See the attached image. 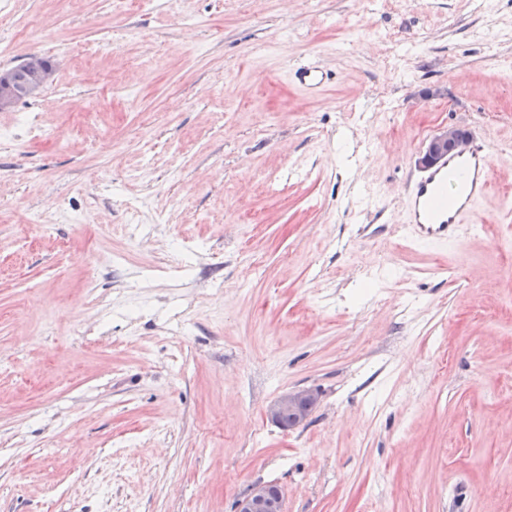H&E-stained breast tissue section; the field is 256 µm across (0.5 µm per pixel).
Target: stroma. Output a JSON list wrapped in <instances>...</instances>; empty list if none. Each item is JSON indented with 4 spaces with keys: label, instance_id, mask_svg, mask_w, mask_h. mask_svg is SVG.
Wrapping results in <instances>:
<instances>
[{
    "label": "stroma",
    "instance_id": "1",
    "mask_svg": "<svg viewBox=\"0 0 512 512\" xmlns=\"http://www.w3.org/2000/svg\"><path fill=\"white\" fill-rule=\"evenodd\" d=\"M10 4L57 68L0 112V512H512V0ZM443 125L494 192L431 247ZM288 76L296 87L309 94L321 92L329 80L328 73L313 61L302 62L290 67ZM468 138L463 129L446 125L422 147L418 164L432 168L408 185L405 203L406 224L421 243L453 244L458 224L476 226L477 210L492 186L491 150L475 139L463 152ZM318 401V392L309 388L286 391L268 405L266 415L279 425L288 418L282 427L295 429L308 420ZM237 512H283L282 488L267 483L254 487L236 506Z\"/></svg>",
    "mask_w": 512,
    "mask_h": 512
}]
</instances>
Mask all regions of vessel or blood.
Segmentation results:
<instances>
[{"mask_svg": "<svg viewBox=\"0 0 512 512\" xmlns=\"http://www.w3.org/2000/svg\"><path fill=\"white\" fill-rule=\"evenodd\" d=\"M290 81L302 91L321 92L329 79L315 62L290 67ZM491 150L474 140L468 151L449 155L412 181L405 203L407 224L423 243L446 245L457 240V227L473 223L492 186Z\"/></svg>", "mask_w": 512, "mask_h": 512, "instance_id": "vessel-or-blood-1", "label": "vessel or blood"}]
</instances>
